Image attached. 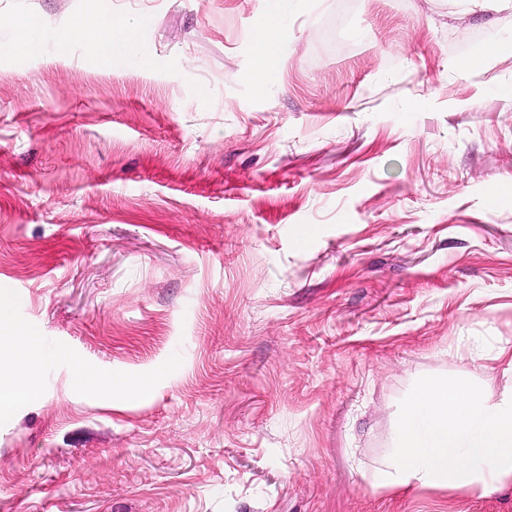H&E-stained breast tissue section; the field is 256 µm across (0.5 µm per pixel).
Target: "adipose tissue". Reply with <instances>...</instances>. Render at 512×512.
I'll return each instance as SVG.
<instances>
[{
	"instance_id": "ef3b65f1",
	"label": "adipose tissue",
	"mask_w": 512,
	"mask_h": 512,
	"mask_svg": "<svg viewBox=\"0 0 512 512\" xmlns=\"http://www.w3.org/2000/svg\"><path fill=\"white\" fill-rule=\"evenodd\" d=\"M132 33L131 22L103 13L85 16L70 37L83 39L93 56L111 65L119 45L114 31ZM39 393L36 382L0 371V423ZM512 480V390L492 395L453 377L414 386L397 429L391 456L371 474L374 484H411L486 491Z\"/></svg>"
}]
</instances>
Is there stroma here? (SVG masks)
I'll return each mask as SVG.
<instances>
[{"mask_svg": "<svg viewBox=\"0 0 512 512\" xmlns=\"http://www.w3.org/2000/svg\"><path fill=\"white\" fill-rule=\"evenodd\" d=\"M94 10L136 26L108 67ZM0 15L41 34L0 29V301L54 353L0 512H512L369 479L418 380L512 388V9L288 0L263 88L267 0ZM114 30L124 32L130 38L134 26L129 21L115 19L103 13L86 15L72 26L67 34L70 38L83 39L89 46L93 56L104 66L112 64V57L119 44L114 42ZM2 27H12L21 30L22 39L14 46L16 50L21 52H27L40 37L37 28L34 26H21L14 18L0 16V28ZM286 33L287 31L284 28L273 27L270 25L258 28L254 38L256 53L262 59L269 61L272 56L271 47L273 42L284 36ZM77 383L83 390L90 393L99 394L112 390V378H106L93 369H80Z\"/></svg>", "mask_w": 512, "mask_h": 512, "instance_id": "1", "label": "stroma"}]
</instances>
